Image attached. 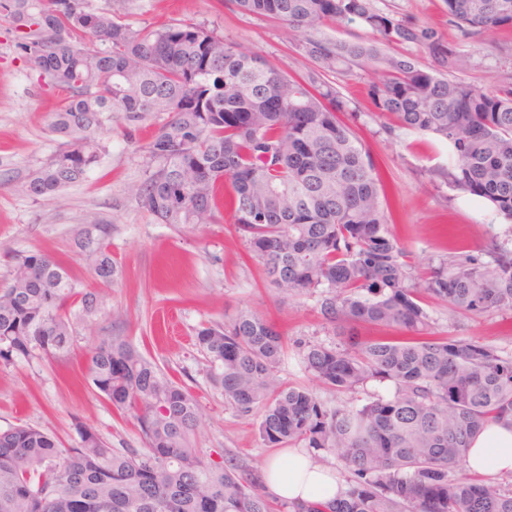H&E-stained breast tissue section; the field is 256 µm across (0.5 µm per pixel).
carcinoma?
<instances>
[{"label":"carcinoma","mask_w":512,"mask_h":512,"mask_svg":"<svg viewBox=\"0 0 512 512\" xmlns=\"http://www.w3.org/2000/svg\"><path fill=\"white\" fill-rule=\"evenodd\" d=\"M244 14L278 21L310 62L289 75L196 24L135 28L123 13L85 0H0L21 31L29 71L62 92L48 130L58 148L19 186L48 200L100 161L98 139L116 113L129 123L167 115L144 146L142 206L160 223L212 224L231 213L266 281L284 294L319 297L324 319L399 332L307 345L305 369L352 395L330 408L278 376L283 338L247 311L196 331L209 379L224 402L259 416L269 447L299 443L336 454L350 473L328 503L272 500L229 459L193 447L196 399L135 346L102 339L87 352V379L136 420L142 447L114 448L77 427L65 446L22 425L0 430V512H512V489L462 476L471 439L490 422L512 427V355L474 341L430 335L418 289L461 312L512 310V248L491 260L451 256L420 286L389 230L380 175L331 74L371 73L369 95L387 134H431L455 161L448 183L512 222V82L477 90L455 75L439 32L399 20L374 0H233ZM466 30L512 28V0H445ZM359 22L372 42L334 41L320 27ZM415 44L432 66L402 53ZM96 280L115 270L101 242L89 254ZM96 312L97 290L75 291L64 263L38 252L13 258L0 289V360L66 351L74 302ZM371 382L392 393L369 392Z\"/></svg>","instance_id":"carcinoma-1"}]
</instances>
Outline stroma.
Segmentation results:
<instances>
[{
	"label": "stroma",
	"mask_w": 512,
	"mask_h": 512,
	"mask_svg": "<svg viewBox=\"0 0 512 512\" xmlns=\"http://www.w3.org/2000/svg\"><path fill=\"white\" fill-rule=\"evenodd\" d=\"M375 5L394 18L437 29L456 52V76L473 88L492 90L512 78V30L465 33L449 20L444 0H375ZM126 19L136 27L200 24L284 71L304 68L281 23L243 14L232 0H128ZM335 82L358 108L346 121L382 174L391 230L414 273L455 251L486 259L497 246L512 248V223L448 185L442 175L451 155L446 144L409 130L381 133L366 83L340 76ZM57 103L56 95L38 88L17 48L12 21L0 12V287L10 279L12 256L39 252L65 258L77 290L95 286L100 292L93 315L71 306L69 350L0 360V430L29 425L68 446L82 424L112 447H140L133 419L117 412L84 379L89 346L119 337L195 397L204 422L193 439L195 447L217 462L231 459L246 469L266 465L277 449L260 438L257 416L226 405L222 392L211 385L206 359L194 344L196 329L227 322L241 311L273 321L285 340L279 378L312 390L331 407L347 397L305 370L302 347L341 342L339 329L321 315L317 296L287 298L264 281L230 215L178 229L158 223L143 208L136 195L145 177L143 147L159 120L143 123L130 136L125 121L113 117L111 130L99 141L101 160L86 179L54 200L22 195L20 184L58 146L48 131ZM98 219L106 223V233L95 227ZM88 236L104 240L115 268L109 283L99 286L93 279L79 246ZM421 304L430 315L432 335L512 353V310L454 313L426 294Z\"/></svg>",
	"instance_id": "stroma-1"
}]
</instances>
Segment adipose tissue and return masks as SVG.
<instances>
[{
	"label": "adipose tissue",
	"instance_id": "adipose-tissue-1",
	"mask_svg": "<svg viewBox=\"0 0 512 512\" xmlns=\"http://www.w3.org/2000/svg\"><path fill=\"white\" fill-rule=\"evenodd\" d=\"M465 467L474 474L512 476V428L486 425L467 449ZM261 488L276 499L296 503L333 500L346 486L331 468L293 448L266 465Z\"/></svg>",
	"mask_w": 512,
	"mask_h": 512
}]
</instances>
